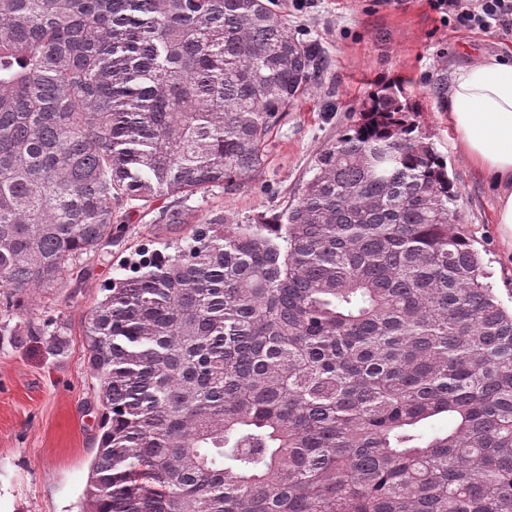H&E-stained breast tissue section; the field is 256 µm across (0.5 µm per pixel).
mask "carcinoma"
Here are the masks:
<instances>
[{
    "label": "carcinoma",
    "mask_w": 512,
    "mask_h": 512,
    "mask_svg": "<svg viewBox=\"0 0 512 512\" xmlns=\"http://www.w3.org/2000/svg\"><path fill=\"white\" fill-rule=\"evenodd\" d=\"M319 62L269 0H0V308L94 263L123 198L248 183ZM414 112L381 85L288 208L109 282L82 512H512V309Z\"/></svg>",
    "instance_id": "obj_1"
}]
</instances>
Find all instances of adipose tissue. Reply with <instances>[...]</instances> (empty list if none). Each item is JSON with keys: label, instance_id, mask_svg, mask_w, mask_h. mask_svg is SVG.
<instances>
[{"label": "adipose tissue", "instance_id": "ef3b65f1", "mask_svg": "<svg viewBox=\"0 0 512 512\" xmlns=\"http://www.w3.org/2000/svg\"><path fill=\"white\" fill-rule=\"evenodd\" d=\"M448 114L457 148L497 191L496 222L512 240V62L490 56L458 68Z\"/></svg>", "mask_w": 512, "mask_h": 512}]
</instances>
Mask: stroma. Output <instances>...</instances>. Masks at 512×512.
<instances>
[{
	"instance_id": "1",
	"label": "stroma",
	"mask_w": 512,
	"mask_h": 512,
	"mask_svg": "<svg viewBox=\"0 0 512 512\" xmlns=\"http://www.w3.org/2000/svg\"><path fill=\"white\" fill-rule=\"evenodd\" d=\"M276 4L291 32L318 47L322 68L317 87L289 107L263 169L238 190L177 200L182 224L159 223L158 203L125 198L114 242L93 274L32 290L29 311L10 315L14 324L64 321L69 344L58 358L26 337L0 347V512H80L101 435L83 323L103 285L130 275L127 256L172 253L219 213L234 225L284 210L313 176L320 150L354 126L378 81L408 80L420 108L418 129L446 161L460 191L462 222L485 258L495 294L512 307V243L502 240L495 222L493 187L455 148L445 106L455 70L484 56L512 59V40L456 29L430 0H308L300 11L291 0Z\"/></svg>"
}]
</instances>
